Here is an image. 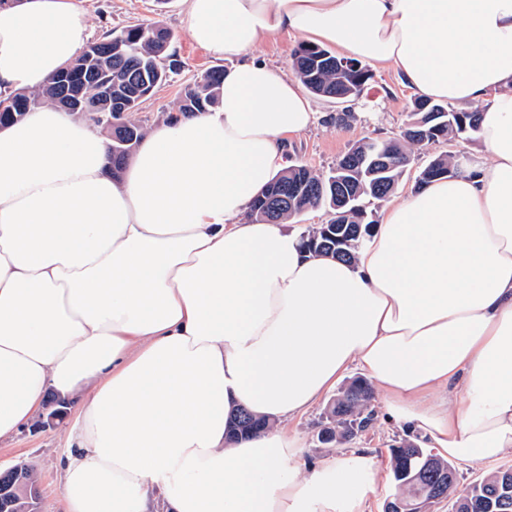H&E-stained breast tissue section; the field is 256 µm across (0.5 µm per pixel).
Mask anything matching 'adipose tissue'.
Returning a JSON list of instances; mask_svg holds the SVG:
<instances>
[{"label":"adipose tissue","instance_id":"adipose-tissue-1","mask_svg":"<svg viewBox=\"0 0 512 512\" xmlns=\"http://www.w3.org/2000/svg\"><path fill=\"white\" fill-rule=\"evenodd\" d=\"M184 25L231 63L219 102L150 130L120 177L56 106L0 126V444L52 392L76 408L63 512H363L367 449L306 468L278 427L354 364L439 456L512 454V0H187ZM285 33L481 107L483 157L385 207L350 264L246 217L319 120L254 53ZM88 37L74 0H9L0 93ZM242 406L272 425L228 441Z\"/></svg>","mask_w":512,"mask_h":512}]
</instances>
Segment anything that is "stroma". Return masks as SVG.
<instances>
[{
    "mask_svg": "<svg viewBox=\"0 0 512 512\" xmlns=\"http://www.w3.org/2000/svg\"><path fill=\"white\" fill-rule=\"evenodd\" d=\"M76 4L88 14L91 37L95 40L109 31L139 22H156L173 33L171 50L183 66L171 74L168 82L136 112V120L145 128H153L170 117L186 83L200 78L208 69L225 65L224 60L207 54L189 38L183 22L185 0H76ZM371 73L372 79L362 95L348 104L354 115L348 127L339 128L329 121L338 110L335 100L313 97V108L320 112L322 120L291 141L288 154L292 164L325 173L335 167L340 156L365 138L401 136L409 123L414 93L393 69L375 67ZM329 404V399H322L284 424L285 430L294 434L300 444V463L315 465L343 451L342 446L323 445L317 440ZM373 406L375 420L372 426L353 439L351 445L370 449L376 457L382 478L368 498L365 512H383L386 500L395 492L387 450L401 440L412 439L413 434L385 414L381 399H374ZM64 424V419L49 420L42 416L25 427L11 443L0 445V465L9 466L20 461L36 463L46 488L42 512H58L59 509L61 490L56 465L66 447Z\"/></svg>",
    "mask_w": 512,
    "mask_h": 512,
    "instance_id": "1",
    "label": "stroma"
}]
</instances>
